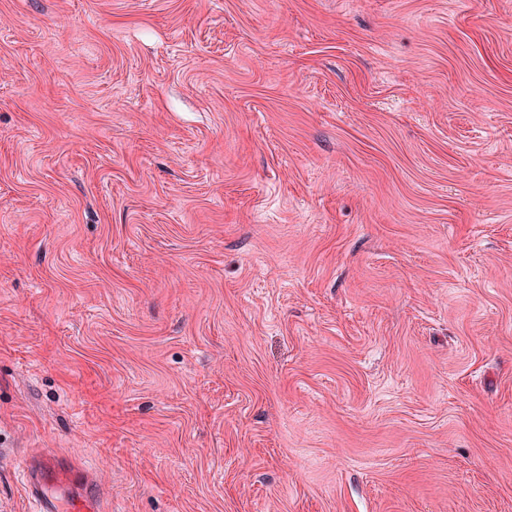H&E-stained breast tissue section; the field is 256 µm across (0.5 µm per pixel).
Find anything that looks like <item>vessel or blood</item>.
<instances>
[{
    "label": "vessel or blood",
    "mask_w": 512,
    "mask_h": 512,
    "mask_svg": "<svg viewBox=\"0 0 512 512\" xmlns=\"http://www.w3.org/2000/svg\"><path fill=\"white\" fill-rule=\"evenodd\" d=\"M25 485L40 512H99L94 477L50 454L27 460Z\"/></svg>",
    "instance_id": "b4317fda"
}]
</instances>
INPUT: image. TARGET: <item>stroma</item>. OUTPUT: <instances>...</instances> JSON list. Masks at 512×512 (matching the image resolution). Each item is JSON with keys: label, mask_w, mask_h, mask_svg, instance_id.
<instances>
[{"label": "stroma", "mask_w": 512, "mask_h": 512, "mask_svg": "<svg viewBox=\"0 0 512 512\" xmlns=\"http://www.w3.org/2000/svg\"><path fill=\"white\" fill-rule=\"evenodd\" d=\"M512 512V0H0V512ZM25 485L29 494L38 502L41 512H60L61 503L49 494L50 486L60 483L75 487L68 501L66 512H99L97 485L94 477L72 462H63L52 454H41L26 461Z\"/></svg>", "instance_id": "stroma-1"}]
</instances>
